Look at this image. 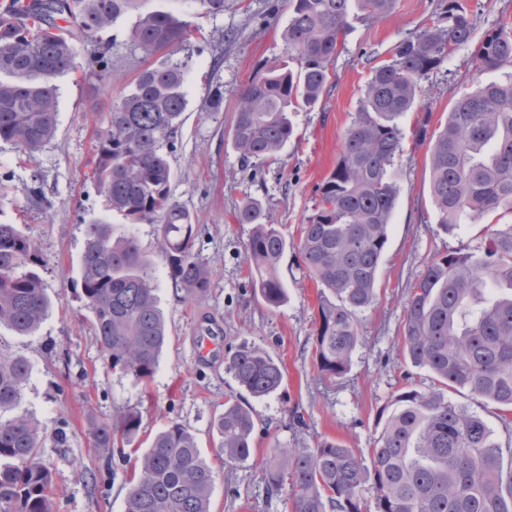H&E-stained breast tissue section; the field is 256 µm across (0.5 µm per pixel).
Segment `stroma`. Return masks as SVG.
Returning <instances> with one entry per match:
<instances>
[{
  "label": "stroma",
  "instance_id": "1",
  "mask_svg": "<svg viewBox=\"0 0 512 512\" xmlns=\"http://www.w3.org/2000/svg\"><path fill=\"white\" fill-rule=\"evenodd\" d=\"M468 4L472 40L422 82L414 107L399 119L404 138L393 166L399 194L376 283L377 300L360 316L361 341L348 371L329 381L319 377L313 362L317 288L295 243L313 211L318 184L341 152L372 67L428 24L439 0H397L392 15L375 21L352 12L318 103L294 113L295 138L277 160L258 170L246 166L232 146L233 115L241 90L286 53L282 32L289 18L288 0H224L218 15L204 13L197 0H144V9H171L200 32L174 55L185 66L188 104L169 159L173 195L198 230L193 250L211 272L207 295L190 300L167 266L158 265L157 300L169 340L145 387L104 364L90 329L91 313L75 283L86 246L85 226L92 220L105 219L115 232L134 233L146 252L156 250V225L128 224L109 209L93 183L91 117L111 112L137 73L163 58L145 57L131 46L129 34L137 19L133 13L105 34L112 43V68L103 79L87 77V48L78 45L74 71L57 80L54 137L31 159L0 142V178L11 182V195L0 205V221L21 225L35 238L45 261L43 284L53 302L35 335L20 336L1 327L0 349L26 357L31 366L20 408L45 429L41 458L57 488L54 512H124L134 459L173 421L191 429L214 470L211 512H293L291 482L273 491L264 480L273 448H311L328 438L370 461L380 417L391 411L404 383L422 391L436 388L432 373L413 366L402 350L412 288L432 257L474 250L489 228L512 226V211L503 208L487 222L444 231L430 193L431 135L475 83L506 77L502 69L476 73L472 58L500 18L512 20V0ZM218 91L224 94L222 109L206 110V101ZM36 185L50 210L35 204L31 189ZM249 199L262 203L269 222L289 243L279 264L288 300L276 309L264 304L249 278L244 246L252 227L235 217ZM205 339L213 343L206 353L201 350ZM244 345L266 349L284 367L281 387L267 398L257 400L242 392L225 368L226 357ZM233 397L250 410L255 428L250 457L227 464L216 454L212 421ZM448 397L479 415L494 441L512 444L511 414L503 415L497 405L464 389ZM120 408L140 413L134 441L107 451L95 448L90 423ZM59 428L67 433L66 444L54 438Z\"/></svg>",
  "mask_w": 512,
  "mask_h": 512
}]
</instances>
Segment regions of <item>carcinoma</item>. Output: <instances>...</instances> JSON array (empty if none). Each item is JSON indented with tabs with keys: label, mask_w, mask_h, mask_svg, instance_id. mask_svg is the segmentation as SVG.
<instances>
[{
	"label": "carcinoma",
	"mask_w": 512,
	"mask_h": 512,
	"mask_svg": "<svg viewBox=\"0 0 512 512\" xmlns=\"http://www.w3.org/2000/svg\"><path fill=\"white\" fill-rule=\"evenodd\" d=\"M396 0H289L283 30L287 58L249 84L234 112L232 143L241 160L261 167L295 136L289 112L318 102L335 62L352 5L369 20L389 15ZM141 0H5L0 4V141L32 157L56 131L55 78L74 67L76 43L90 46V74L112 64L101 33ZM194 35L165 9L142 12L132 46L150 57L171 54ZM473 24L465 0H441L439 11L391 58L372 67L335 168L318 187L313 213L296 248L319 288L314 329L318 375L334 379L360 342L359 314L376 299L375 284L398 195L392 166L401 149L397 119L409 111L421 82L456 48ZM477 72L512 65V22L480 42ZM187 107L178 62L144 68L94 129L93 179L112 210L131 224L158 225L157 256L193 297L210 272L193 251L195 228L174 200L167 147ZM430 192L438 224L449 231L512 209V78L458 99L430 157ZM253 225L245 251L252 287L271 308L287 299L278 264L287 239L248 199L236 213ZM42 258L31 235L0 223V326L30 336L50 301L37 271ZM79 286L107 365L147 384L169 337L157 307L155 266L131 233L86 227ZM404 350L444 387L512 413V225L492 229L473 252L448 251L426 263L405 309ZM238 385L255 398L279 389L284 368L268 351L238 348L226 361ZM30 373L28 361L0 351V413L15 409ZM138 411L125 408L96 422L90 436L108 449L139 431ZM254 421L238 401L224 402L213 421L226 463L251 454ZM43 428L16 415L0 420V512H54L55 484L41 459ZM372 467L352 449L322 440L283 448L265 470L271 488L293 481L294 512H362L360 490L372 482L376 512H512V448L495 443L484 420L442 392L407 388L396 395L371 448ZM509 464H504V459ZM214 474L184 424L157 433L133 466L124 512H210Z\"/></svg>",
	"instance_id": "obj_1"
}]
</instances>
